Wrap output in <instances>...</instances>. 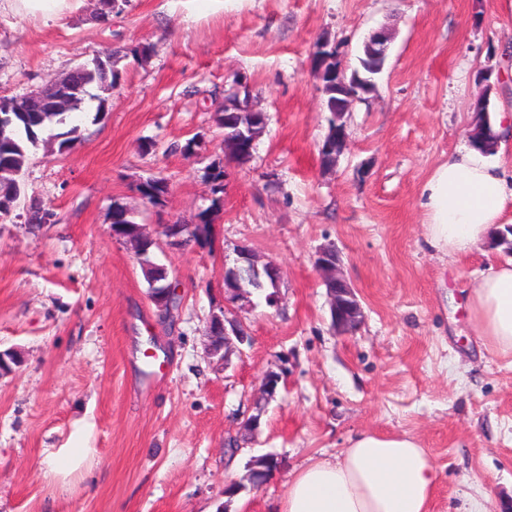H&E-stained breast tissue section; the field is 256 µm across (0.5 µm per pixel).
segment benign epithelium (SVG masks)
Segmentation results:
<instances>
[{
  "mask_svg": "<svg viewBox=\"0 0 512 512\" xmlns=\"http://www.w3.org/2000/svg\"><path fill=\"white\" fill-rule=\"evenodd\" d=\"M389 41L390 38L384 33L370 36L366 43L365 59L362 61L366 72L376 74L381 72L387 57ZM312 58L316 61L313 72L321 78L325 76L333 78V84L336 85V99L328 101V108L336 118L351 111L354 101L359 98V93H368L374 87V83L367 78L346 81V72L341 64L340 52L331 48L327 41L319 43ZM86 70L87 65L82 63L72 68L63 78L51 82L48 87L29 93L31 111L42 113L45 123L52 121L55 113L67 111L71 94L78 90L81 77L85 75ZM224 109L229 112H246L252 118V123L246 124L242 128L235 127L234 132L230 134V139L224 143L225 157L233 159L242 155L243 148L256 143L254 129L266 125V115L249 99L241 101L234 97L226 98L224 99ZM346 146L347 137L328 134L321 146V151L332 160V163L323 165V168H334ZM243 263L258 267V262L252 251L244 246H239L236 250L234 265H224V302L237 303L241 310L246 308L244 301L247 299V293L238 282L235 265ZM339 263V254L335 247L320 248L315 264L329 294L332 326L338 333L346 335L352 334L360 328L363 321V310L355 290L341 275ZM152 301L156 305L160 317L168 319L172 316L173 311H171L167 289H158ZM209 323H215L224 328V341L218 346L207 345V355L218 358L227 367L230 365L232 355L243 354L242 346L251 343L248 327L238 315H228L226 309L212 315ZM283 377L284 373L282 372L271 370L266 373L253 406L254 413L248 416L243 424L244 430L249 434L255 435L259 431L262 416L269 404L276 399L278 385ZM278 467V458L273 455L254 456L247 464V473L242 479L234 481L224 488V494L231 499L249 486L258 487L266 482Z\"/></svg>",
  "mask_w": 512,
  "mask_h": 512,
  "instance_id": "1",
  "label": "benign epithelium"
}]
</instances>
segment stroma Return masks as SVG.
I'll list each match as a JSON object with an SVG mask.
<instances>
[{
  "instance_id": "stroma-1",
  "label": "stroma",
  "mask_w": 512,
  "mask_h": 512,
  "mask_svg": "<svg viewBox=\"0 0 512 512\" xmlns=\"http://www.w3.org/2000/svg\"><path fill=\"white\" fill-rule=\"evenodd\" d=\"M119 5L105 23L94 0L47 25L0 14V95L43 88L97 55H113L116 74L111 89L90 86L72 149L32 150L26 197L0 219V351L21 359L0 377V512H273L302 466L364 431L406 432L427 448L432 512H512V357L482 348L465 291L512 253L491 240L459 258L436 253L419 207L433 168L467 142L475 106L512 101L504 0ZM379 30L392 41L377 88L354 102L348 146L323 169L330 114L311 56L326 39L354 69ZM244 90L267 125L241 166L225 161L214 115ZM150 176L168 184L163 206L137 190ZM32 198L46 213L36 230ZM116 202L154 236L213 211L205 244L154 251L183 297L173 320L159 318L131 246L112 234ZM241 244L280 266V299L254 297L252 344L226 369L205 352L207 322ZM325 245L340 250L363 308L352 335L331 327L314 265ZM281 364L279 397L244 438L243 414ZM65 448L88 454L61 475L48 459ZM261 454L278 471L226 500L225 485Z\"/></svg>"
}]
</instances>
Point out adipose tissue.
<instances>
[{"label":"adipose tissue","mask_w":512,"mask_h":512,"mask_svg":"<svg viewBox=\"0 0 512 512\" xmlns=\"http://www.w3.org/2000/svg\"><path fill=\"white\" fill-rule=\"evenodd\" d=\"M495 153L457 147L421 187L425 242L457 258L512 222V107L492 119ZM470 320L486 349L512 356V260L468 285ZM438 479L427 450L406 433L365 432L335 459L302 467L276 512H431Z\"/></svg>","instance_id":"obj_1"}]
</instances>
